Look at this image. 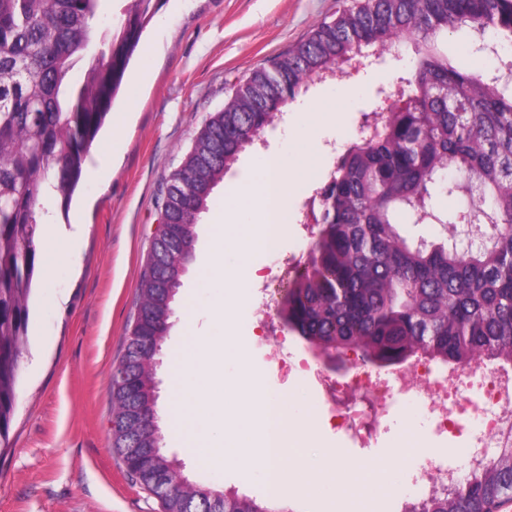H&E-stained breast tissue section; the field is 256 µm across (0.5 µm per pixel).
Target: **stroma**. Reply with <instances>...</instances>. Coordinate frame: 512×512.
I'll return each mask as SVG.
<instances>
[{"label":"stroma","instance_id":"35a3bbf8","mask_svg":"<svg viewBox=\"0 0 512 512\" xmlns=\"http://www.w3.org/2000/svg\"><path fill=\"white\" fill-rule=\"evenodd\" d=\"M157 12L134 53L106 124L94 142L68 215L80 217L86 231L77 249L62 240L44 243L37 253L40 279L33 300L30 342L10 429L11 446L0 458V512H160L157 500L132 481L113 452L109 428V378L126 349L127 330L138 302L137 282L157 224L160 198L200 129L231 96L235 83L253 69L305 39L315 25L331 20L338 0H155ZM411 49L401 57L386 53L366 58L364 68L344 84L312 80L306 93L288 106L300 110L313 100L318 111L305 113L303 132L285 144L277 129L264 143L248 148L212 194L196 226L194 259L181 279L176 314L157 370L158 408L168 455L198 484L235 490L267 504L270 496L255 475L201 463L178 439L165 415L170 394L172 355L182 342V313L195 303L196 329L222 331L210 314V295L196 275L207 252L209 225L218 220L224 194L245 168L282 154L287 163L308 162L303 183L290 194L293 224L279 239L280 266L257 256L270 283L288 278L287 263L302 258L310 231L305 204L337 165L338 149L356 140L364 114L385 103L412 64ZM65 215V216H68ZM54 214L52 223H63ZM264 298L248 290L235 316V338L245 349L243 366L263 389L284 391L285 370L267 359L265 342L287 344L290 352L307 344L281 323L259 319ZM308 403L304 419L321 446L340 448L350 470L360 463L391 458L398 438L412 448L400 467L405 480L382 496L370 512H401L412 478L423 461L460 464L464 439L441 434L410 402L389 417L368 447L350 442L325 412L320 392L293 384Z\"/></svg>","mask_w":512,"mask_h":512}]
</instances>
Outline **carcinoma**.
I'll list each match as a JSON object with an SVG mask.
<instances>
[{
    "label": "carcinoma",
    "mask_w": 512,
    "mask_h": 512,
    "mask_svg": "<svg viewBox=\"0 0 512 512\" xmlns=\"http://www.w3.org/2000/svg\"><path fill=\"white\" fill-rule=\"evenodd\" d=\"M99 0H0V449L10 425L29 342L38 279L39 224L51 209L68 212L91 147L103 128L141 37L156 10L131 0L118 23L102 25ZM492 35L491 53L512 45V0H340L287 52L241 79L202 127L161 198L167 226L154 238L138 280L139 309L121 362L134 395L110 391L113 419L154 404L147 347L162 346L185 269L179 256L215 187L247 147L263 140L315 76L338 62L405 41L416 64L401 78V106L372 113L363 131L319 188L326 199L304 271L288 292L295 329L324 351H354L395 363L408 353L449 366L484 359L512 366V85L491 81L468 56L448 57L449 33ZM86 61L82 81L71 72ZM453 170L456 179L445 180ZM451 226L483 206L497 219L474 244L413 241L399 218L421 196ZM465 203L456 208L448 199ZM139 434L112 448L143 489L168 480L161 457L143 465L132 451ZM215 490L198 485V512ZM512 497V448L501 449L451 493L405 512H495ZM223 512H277L247 495L224 497Z\"/></svg>",
    "instance_id": "carcinoma-1"
}]
</instances>
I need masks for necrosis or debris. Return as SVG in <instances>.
<instances>
[{"mask_svg":"<svg viewBox=\"0 0 512 512\" xmlns=\"http://www.w3.org/2000/svg\"><path fill=\"white\" fill-rule=\"evenodd\" d=\"M271 359L284 364L294 379L315 382L333 394L354 395L353 405L340 417L342 428L356 444L366 445L376 437L393 407L401 401L413 402L433 421L438 432L464 436L468 453L462 465L448 468L425 464L408 492L412 500L454 489L465 474L485 464L482 449L512 447L510 366H436L420 359L384 373L363 370L336 381L323 374L319 356L296 359L275 351Z\"/></svg>","mask_w":512,"mask_h":512,"instance_id":"4bbe7bcc","label":"necrosis or debris"}]
</instances>
